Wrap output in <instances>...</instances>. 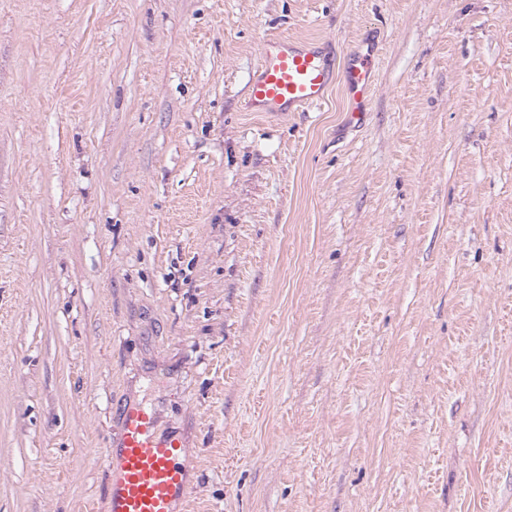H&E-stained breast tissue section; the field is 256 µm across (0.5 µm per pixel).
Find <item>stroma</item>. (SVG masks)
Returning a JSON list of instances; mask_svg holds the SVG:
<instances>
[{"label":"stroma","instance_id":"35a3bbf8","mask_svg":"<svg viewBox=\"0 0 512 512\" xmlns=\"http://www.w3.org/2000/svg\"><path fill=\"white\" fill-rule=\"evenodd\" d=\"M376 46L365 124L245 108ZM512 512V0H0V512ZM335 81L321 47L288 36L266 38L247 90L251 112H298L320 107ZM184 454L182 440L162 433L151 409L128 407L119 437L102 451L112 469L109 512H175L187 504L191 491L180 462Z\"/></svg>","mask_w":512,"mask_h":512}]
</instances>
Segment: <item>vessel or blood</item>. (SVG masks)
<instances>
[{"instance_id":"obj_1","label":"vessel or blood","mask_w":512,"mask_h":512,"mask_svg":"<svg viewBox=\"0 0 512 512\" xmlns=\"http://www.w3.org/2000/svg\"><path fill=\"white\" fill-rule=\"evenodd\" d=\"M372 60V50L356 48L337 74L319 46L288 36L266 38L248 85V108L271 113L317 108L338 80L348 97V124L358 127L374 81ZM184 453L182 440L162 433L151 409L128 407L118 438L102 451L112 468L109 512H177L190 499Z\"/></svg>"}]
</instances>
